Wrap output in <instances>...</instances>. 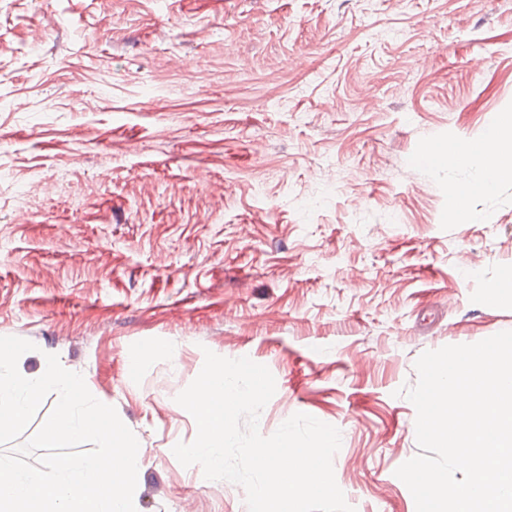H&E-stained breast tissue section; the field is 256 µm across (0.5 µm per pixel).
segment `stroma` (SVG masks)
Masks as SVG:
<instances>
[{"instance_id":"stroma-1","label":"stroma","mask_w":512,"mask_h":512,"mask_svg":"<svg viewBox=\"0 0 512 512\" xmlns=\"http://www.w3.org/2000/svg\"><path fill=\"white\" fill-rule=\"evenodd\" d=\"M512 0H0V336L139 440L137 512H247L182 466L205 351L335 426L356 512H416L425 351L512 331ZM505 141V133L501 129L495 130L490 134L487 142L477 150L464 152L457 148H448V152L446 150L448 162L476 160L482 167L484 176L475 185L474 190L480 193H489L494 189L496 180L501 173H512V162H500L502 156L512 157V127L506 145Z\"/></svg>"}]
</instances>
